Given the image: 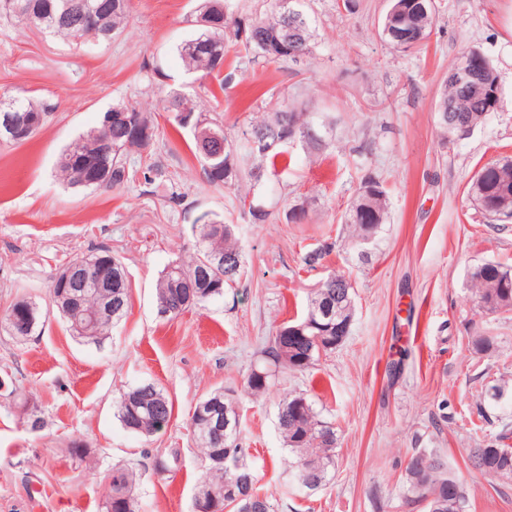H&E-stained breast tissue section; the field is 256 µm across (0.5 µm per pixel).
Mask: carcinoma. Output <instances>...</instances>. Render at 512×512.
<instances>
[{
  "label": "carcinoma",
  "mask_w": 512,
  "mask_h": 512,
  "mask_svg": "<svg viewBox=\"0 0 512 512\" xmlns=\"http://www.w3.org/2000/svg\"><path fill=\"white\" fill-rule=\"evenodd\" d=\"M0 0V13L21 17L47 34L86 37L84 14L93 12V25L99 40H109L126 22L128 0ZM280 0H271L268 9L248 23L233 18L225 11L222 0H207L202 16H210L214 25L206 26L191 39L183 42L178 53L187 70L207 76L224 67V57L230 46L226 30H233L235 43L267 60H297L310 51L313 37L303 20L286 18L279 6ZM429 0H398L404 20L412 23L418 34L427 38L435 24V12L424 11L421 5ZM299 55H294V52ZM462 56L472 57L475 78L467 86H458L446 79L437 104L438 124L443 135H448V123H483L499 103L498 75L492 63L478 50L469 49ZM129 110L128 116L141 129L148 131L142 138L131 136L122 125L112 126V150L103 152L93 146L95 130L82 134L60 156L56 177L72 186L98 190L94 180L105 176L111 189H120L135 181H152L151 174L160 170L154 162L131 160L130 153L149 149L157 136L151 113L141 112L135 106L120 103ZM12 116L23 127V134L9 137L0 133V140L22 144L31 139L44 125L42 112L31 102L13 100L0 102V124L5 116ZM245 142L235 144L223 139L222 145L211 148L207 157L194 136L195 157L200 162L205 181L215 187L232 186L242 179L239 159L250 162L247 175L252 188L260 187L264 177L277 174V162H288V144L296 139L318 140L313 133L309 116L282 105L273 107L267 116L244 136ZM488 174L474 175L468 191L469 201L491 223H509L512 211L505 212L494 204L504 189L512 194V159L487 163ZM388 209V191L376 176L366 175L356 198L344 216L352 247H365L366 235L376 236L385 224ZM195 252L188 260L169 265L156 284V299L162 314L176 318L193 308H201L224 294L241 276L243 253L235 237L234 225L226 224L206 212L192 224ZM107 267L108 278L94 286L68 288V302L52 299L58 312L66 319L72 336L85 342L100 343L108 338L115 325L126 314L129 281L124 264L108 249L78 256L68 263ZM471 294L475 306L489 313L512 312V267L486 262L471 273ZM354 316V294L344 275L330 273L319 283L308 303L303 317L282 326L264 350L267 365L256 366L247 376L245 393L264 395L279 370L302 372L314 365L320 353L336 349L346 340L336 330ZM42 319L39 305L28 299L15 302L0 314V333L16 341H24L38 329ZM312 325L305 336L294 338L288 348L282 336L288 329L304 324ZM237 401L222 390H216L200 400L195 409L191 428L197 447L205 463L204 474L197 496L219 507V512H270L268 495L256 488L257 479L244 462L245 449L238 442L239 416ZM117 416L128 431L154 435L168 426L172 417V403L157 386L147 383L123 392L116 401ZM278 428L292 454L293 479L304 489L315 493L327 484L335 467L336 432L332 424L321 418L309 399L302 393L288 394L278 402ZM427 463V470L419 473L406 466L408 489L405 503H418L426 512H436L434 504L438 493L448 484L450 469L434 453L420 451L412 455ZM181 462L176 450L159 455L152 461L153 470L169 471ZM479 471L503 485L512 484V456L505 458L487 453ZM143 476L137 466L112 468V484L104 494V512H138L136 490ZM232 484L241 488L242 497L235 501L224 496V489Z\"/></svg>",
  "instance_id": "obj_1"
}]
</instances>
